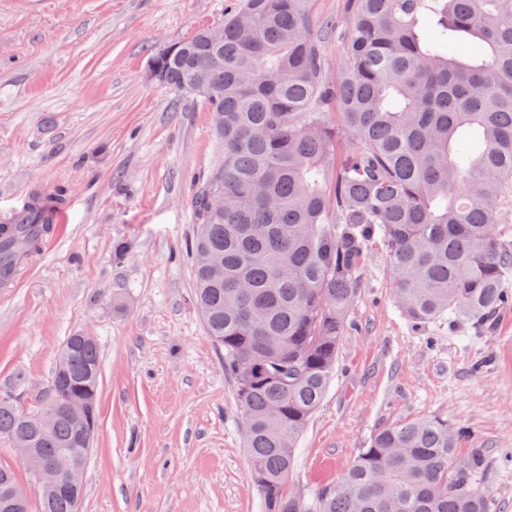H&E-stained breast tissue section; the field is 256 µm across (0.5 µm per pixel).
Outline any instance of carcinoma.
<instances>
[{
    "instance_id": "carcinoma-1",
    "label": "carcinoma",
    "mask_w": 512,
    "mask_h": 512,
    "mask_svg": "<svg viewBox=\"0 0 512 512\" xmlns=\"http://www.w3.org/2000/svg\"><path fill=\"white\" fill-rule=\"evenodd\" d=\"M311 0H244L224 41L198 30L156 61L178 91L207 72L204 103L224 163L198 187L195 303L224 349L252 477L266 512H496L464 425L417 418L378 431L340 481L290 484L299 438L333 379L368 249L389 257L401 313L476 328L512 307V0H350L336 78L323 69ZM486 54L477 57L473 46ZM336 107L337 120L324 111ZM51 224L0 225V260L40 247ZM63 403L99 393L97 344L67 337ZM0 399V440L86 465L64 413L43 430ZM68 492L38 512H77Z\"/></svg>"
}]
</instances>
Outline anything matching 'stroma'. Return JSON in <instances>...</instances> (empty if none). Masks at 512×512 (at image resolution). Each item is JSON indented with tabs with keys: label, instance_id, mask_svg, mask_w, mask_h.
Listing matches in <instances>:
<instances>
[{
	"label": "stroma",
	"instance_id": "obj_1",
	"mask_svg": "<svg viewBox=\"0 0 512 512\" xmlns=\"http://www.w3.org/2000/svg\"><path fill=\"white\" fill-rule=\"evenodd\" d=\"M238 6L0 0V209L60 188L67 206L51 245L0 287V396L38 406L67 337L94 334L100 423L80 512H266L187 251L198 179L223 163L224 147L201 98L146 77L160 49ZM311 11L335 73L352 15L346 0H312ZM430 416L471 428L460 451L484 449L481 484L512 512V307L487 331L413 325L376 244L293 480L315 495L379 429Z\"/></svg>",
	"mask_w": 512,
	"mask_h": 512
}]
</instances>
